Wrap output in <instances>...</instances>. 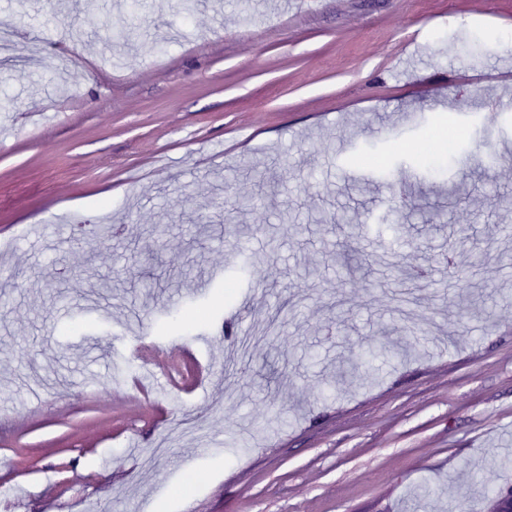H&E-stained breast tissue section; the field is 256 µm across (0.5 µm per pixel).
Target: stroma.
Returning a JSON list of instances; mask_svg holds the SVG:
<instances>
[{"mask_svg": "<svg viewBox=\"0 0 512 512\" xmlns=\"http://www.w3.org/2000/svg\"><path fill=\"white\" fill-rule=\"evenodd\" d=\"M1 23L0 512H486L512 484V0ZM142 336L194 383L161 415L125 384Z\"/></svg>", "mask_w": 512, "mask_h": 512, "instance_id": "1", "label": "stroma"}]
</instances>
